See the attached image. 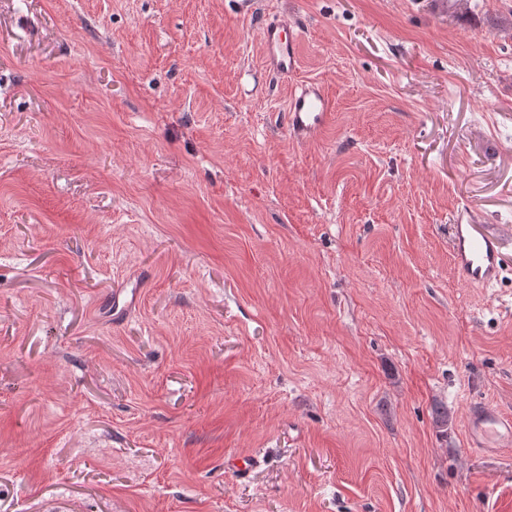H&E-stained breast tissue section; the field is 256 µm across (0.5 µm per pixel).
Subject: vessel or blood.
I'll return each mask as SVG.
<instances>
[{"label":"vessel or blood","instance_id":"1","mask_svg":"<svg viewBox=\"0 0 512 512\" xmlns=\"http://www.w3.org/2000/svg\"><path fill=\"white\" fill-rule=\"evenodd\" d=\"M300 24L273 19L260 29L265 65L270 72L290 77L296 73ZM289 132L299 140L315 138L333 120V106L322 85L305 81L290 97L286 112ZM452 251L454 265L462 279L475 287L488 288L504 271L500 240L475 224H455ZM470 447L504 448L512 445V416L484 402H471L466 420Z\"/></svg>","mask_w":512,"mask_h":512}]
</instances>
